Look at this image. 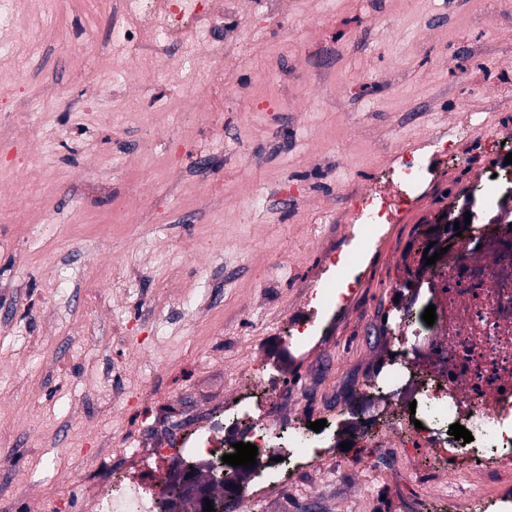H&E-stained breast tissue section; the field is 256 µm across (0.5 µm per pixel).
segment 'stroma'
Returning <instances> with one entry per match:
<instances>
[{
    "label": "stroma",
    "instance_id": "1",
    "mask_svg": "<svg viewBox=\"0 0 512 512\" xmlns=\"http://www.w3.org/2000/svg\"><path fill=\"white\" fill-rule=\"evenodd\" d=\"M222 60L185 49L197 91L224 108L222 166L200 163L214 118L204 103L179 108L161 80L126 62L129 97L166 106L154 131L91 132L97 167L61 147L19 111L0 109V194L52 214L44 224L0 223V512H93L85 486L126 466L137 436L155 440L223 408L245 369L275 363L294 398L269 413L296 423L347 418L337 448L289 488L291 512H418L458 480L396 445L398 460L371 466L357 439L381 413L351 386L389 363L386 337L425 274L423 253L454 198H469L502 157L478 138L512 141V0H235ZM57 32L93 28L81 54L57 46L25 64L27 93L45 88L113 108L106 0H57ZM323 59L326 74L308 72ZM465 137L463 156L438 139ZM27 146L34 161L4 167ZM423 152L433 175L412 206L364 248L347 300L321 313L313 341L290 346L306 290L324 258L356 244L340 187H383L397 146ZM63 180L41 198L53 168ZM105 179L132 197L123 222L79 196ZM349 450H342V443Z\"/></svg>",
    "mask_w": 512,
    "mask_h": 512
}]
</instances>
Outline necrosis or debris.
<instances>
[{
    "label": "necrosis or debris",
    "mask_w": 512,
    "mask_h": 512,
    "mask_svg": "<svg viewBox=\"0 0 512 512\" xmlns=\"http://www.w3.org/2000/svg\"><path fill=\"white\" fill-rule=\"evenodd\" d=\"M110 9L113 35L103 55L112 61L114 85L125 79L124 57L145 51L153 71L167 73L169 86L184 90L196 85V74L187 65L170 69L168 51L192 43L206 46L213 59L224 56V45L215 36L228 17L224 0H111ZM35 15L25 0H0L1 84L15 83L21 56L55 45L35 24ZM397 162L395 192L369 188L351 196V217L361 242L408 207L431 176L423 154L402 149ZM511 181L512 171L503 168L496 176H485L480 201L497 211V219L478 213L472 224L462 226L457 247L443 254L433 277L412 290L416 299L431 294L434 324L426 325L418 313L401 317L393 330L394 358L384 372L364 382L366 394L382 388L416 408L411 416L387 412L384 423L362 432V439L382 448L396 438L434 465L471 479L463 490L464 512H512V497L496 490L502 474L512 473V203L503 193ZM358 259L355 252L326 258L328 276L309 294L317 309L335 303ZM418 353L426 356L432 372L411 368L410 358ZM251 372L260 379L259 395L243 394L174 432L152 451L158 461L202 458L219 468L221 451L230 447L234 435L256 445V485L226 499V512H248L258 497L286 489L322 459L335 434L331 428L306 434L297 424L264 416V403L287 399L288 389L271 366H255ZM456 423L471 432V442L449 435ZM158 502L150 483L127 474L118 484L103 482L97 493L98 512H159Z\"/></svg>",
    "instance_id": "obj_1"
}]
</instances>
